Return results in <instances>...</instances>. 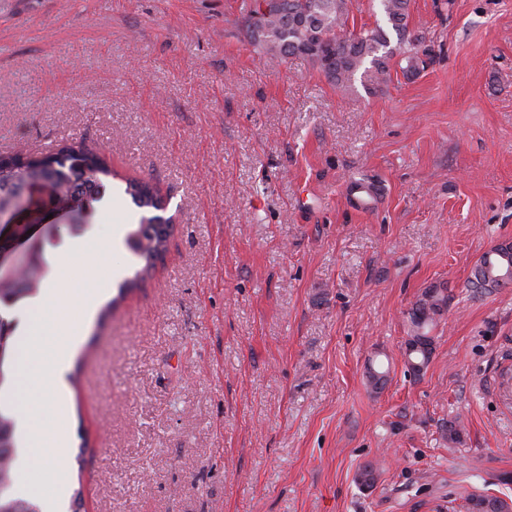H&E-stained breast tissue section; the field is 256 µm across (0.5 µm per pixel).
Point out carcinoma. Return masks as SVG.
<instances>
[{
    "label": "carcinoma",
    "instance_id": "carcinoma-1",
    "mask_svg": "<svg viewBox=\"0 0 512 512\" xmlns=\"http://www.w3.org/2000/svg\"><path fill=\"white\" fill-rule=\"evenodd\" d=\"M261 0H241L242 23L250 42L266 53L284 57L302 55L308 58L345 94L355 91V82L374 92L387 86L394 77H415L431 62V49L425 38L409 30V0H377L384 24L372 28H351L348 21L352 0H284L269 13L260 12ZM396 44H391V39ZM112 172L99 155L73 143L60 145L55 152L39 158H28L23 164H0V193L38 184L52 195L78 203L77 215L84 219L95 213V203L111 190ZM354 193L369 209L377 201L374 183L354 180L349 183ZM124 193L144 211L138 227L127 237V244L144 262L140 272L154 268L166 246L167 236L157 228L163 223L167 202L147 181L130 180ZM494 252L512 254V244L500 243L485 252L475 266L471 284L476 289L497 288L491 278L494 266L489 257ZM47 270L46 248L40 247L33 260L23 266L12 279L0 280V304H13L35 292V286ZM448 305L443 288L425 289L408 312V339L422 349L405 356L407 372L418 376L427 365L434 337L430 328ZM0 349L18 357L21 349L13 335L12 323L0 318ZM0 512H27L32 501L14 493L18 475L13 468L15 453L14 417L0 410ZM464 512H509L508 505L489 494L468 492L463 496Z\"/></svg>",
    "mask_w": 512,
    "mask_h": 512
}]
</instances>
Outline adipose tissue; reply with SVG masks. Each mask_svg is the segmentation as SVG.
<instances>
[{
  "label": "adipose tissue",
  "mask_w": 512,
  "mask_h": 512,
  "mask_svg": "<svg viewBox=\"0 0 512 512\" xmlns=\"http://www.w3.org/2000/svg\"><path fill=\"white\" fill-rule=\"evenodd\" d=\"M111 248V233L98 226L49 248L53 272L36 295L0 310L1 316L14 320L25 350L10 389L0 392V406H7L16 418L17 490L39 496L48 512H58L69 480L70 364L83 342L85 326L108 295L96 276L72 280L70 267L79 261L93 264Z\"/></svg>",
  "instance_id": "ef3b65f1"
}]
</instances>
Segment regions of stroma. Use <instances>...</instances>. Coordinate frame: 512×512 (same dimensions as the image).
<instances>
[{"instance_id": "1", "label": "stroma", "mask_w": 512, "mask_h": 512, "mask_svg": "<svg viewBox=\"0 0 512 512\" xmlns=\"http://www.w3.org/2000/svg\"><path fill=\"white\" fill-rule=\"evenodd\" d=\"M410 14L434 63L344 94L250 45L238 0H0V155L82 144L174 217L152 277L84 338L67 456L86 512L512 505V287L469 284L512 243V0ZM355 178L380 185L373 210ZM139 266L122 242L72 276L115 289ZM436 285L413 377L408 312ZM509 243H500L498 245L493 246L490 248L487 252H485L478 264L475 266L473 273H472V279L471 284L473 288L476 289H486V288H501L499 283L496 282L494 279L491 278V274L494 272V258H497L496 255H490L493 252H507L510 253V257L512 260V244L507 246ZM489 257L490 259V266H489ZM445 290L446 288L437 287L425 289L408 312L410 330L406 342L416 340L424 347L409 355L405 352V364L411 376H420L430 359L434 343V337L429 336L430 328L435 323L436 317L440 316L448 305V294ZM461 506L465 512H508V505L497 496L466 492Z\"/></svg>"}]
</instances>
